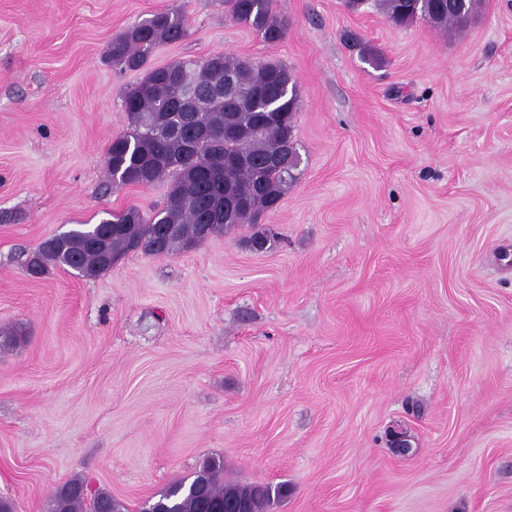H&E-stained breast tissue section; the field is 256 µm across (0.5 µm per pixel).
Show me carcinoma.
<instances>
[{
	"label": "carcinoma",
	"mask_w": 512,
	"mask_h": 512,
	"mask_svg": "<svg viewBox=\"0 0 512 512\" xmlns=\"http://www.w3.org/2000/svg\"><path fill=\"white\" fill-rule=\"evenodd\" d=\"M232 19L255 31L266 43H278L287 22L272 12V0H224ZM397 26L418 19L444 31L466 29L480 0H375ZM185 14L163 10L132 25L112 41V62L131 70H146L142 81L123 100L128 130L113 138L106 166L112 183L148 187L168 184L166 202L149 216L129 208L102 222L106 251L125 256L133 249L150 254L158 226L171 228L166 253L188 250L204 242L203 224L211 235H222L246 224L255 215L277 208L296 180L302 157L295 136L299 109L297 83L280 63H252L229 53H216L198 65L191 60L164 67H149L161 44L186 36ZM218 75H232L248 93L216 97L209 93ZM187 120L196 137L167 134L157 121ZM292 149L288 166L267 163L282 145ZM278 244V233L264 227L248 239L257 252ZM67 263L60 252L40 246L26 261L25 271L40 277L53 265ZM77 264L84 276L107 270L100 255L81 253ZM211 512H224V504L244 499L249 512H269L282 496L281 486L224 480V459L204 458L189 475L169 483L150 497L153 512H201V496ZM45 512H125L124 504L105 488L90 489L75 477L57 487L46 500Z\"/></svg>",
	"instance_id": "cac0c4a2"
}]
</instances>
